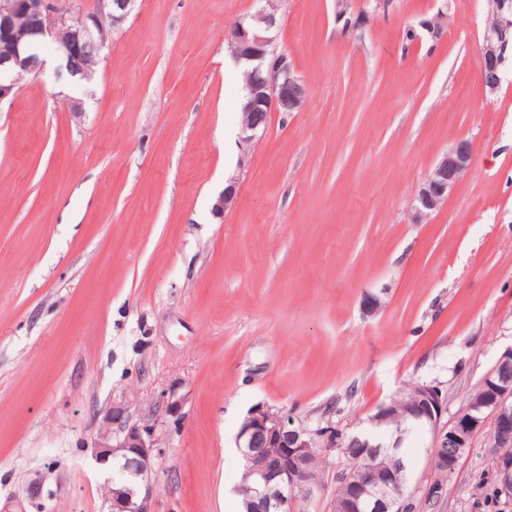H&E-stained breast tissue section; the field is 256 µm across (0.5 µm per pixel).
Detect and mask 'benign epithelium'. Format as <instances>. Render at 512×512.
<instances>
[{"label":"benign epithelium","instance_id":"obj_1","mask_svg":"<svg viewBox=\"0 0 512 512\" xmlns=\"http://www.w3.org/2000/svg\"><path fill=\"white\" fill-rule=\"evenodd\" d=\"M137 0H97L96 9L86 13L77 0H0V72L10 75L19 69L31 76L44 70V60L34 45L50 41L55 45L60 67L73 76L89 80L107 44L103 34L116 29L133 11ZM255 10L232 22L224 31V44L231 58L243 67L246 120L241 127V143L248 147L264 132L273 112H300L305 106L306 83L287 54L277 51L275 40L280 15L267 10L266 0H255ZM390 0H364L354 8L353 0H335V21L341 30L359 28L369 16L388 11ZM498 21L486 27L476 59L485 94H497L505 68L512 58V0H496ZM443 22L424 18L415 39L440 41L450 22V14L439 10ZM472 147L461 140L434 163L414 198L413 219L420 224L448 201L470 169ZM238 202L234 183L224 187L215 212L232 209ZM413 418L421 423L418 436L431 435L430 454L441 440L459 448L458 457L443 461L444 470L454 469L459 457L471 448L475 434L490 427L494 440L512 444V349L503 353L493 371L469 400L468 407L441 427L446 404L438 389L418 386L414 395ZM274 449L266 462L246 472L240 493L255 502V512H300L302 503L321 489L322 477L309 469L315 448H332L328 434L317 427L296 426L279 411L261 407L252 411L237 434V447L252 448L257 442ZM95 461L118 459L132 484L107 488L111 512H155V473L161 456V440L152 425L130 424L123 406H114L102 423L94 442ZM499 494L512 501V464L497 466ZM374 471L356 473L349 484L350 495L330 503V512H390L394 498L387 493L392 481L373 479ZM278 486V497L265 496L269 485Z\"/></svg>","mask_w":512,"mask_h":512}]
</instances>
